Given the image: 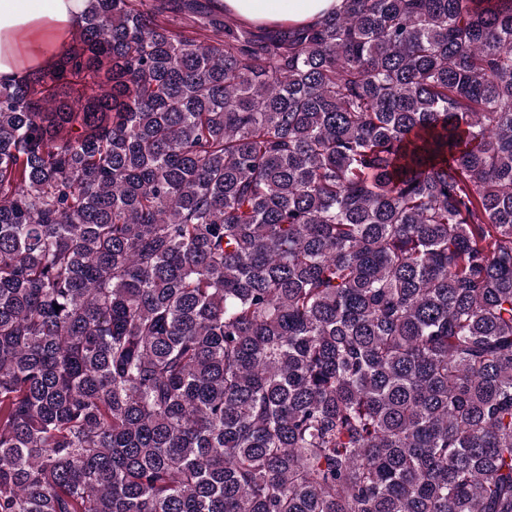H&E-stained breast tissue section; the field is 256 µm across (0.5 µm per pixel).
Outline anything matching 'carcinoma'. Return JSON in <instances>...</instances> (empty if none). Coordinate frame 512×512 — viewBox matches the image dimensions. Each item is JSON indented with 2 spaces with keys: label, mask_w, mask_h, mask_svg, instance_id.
<instances>
[{
  "label": "carcinoma",
  "mask_w": 512,
  "mask_h": 512,
  "mask_svg": "<svg viewBox=\"0 0 512 512\" xmlns=\"http://www.w3.org/2000/svg\"><path fill=\"white\" fill-rule=\"evenodd\" d=\"M343 2L0 83V512H512V0Z\"/></svg>",
  "instance_id": "obj_1"
}]
</instances>
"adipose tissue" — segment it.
Wrapping results in <instances>:
<instances>
[{
  "mask_svg": "<svg viewBox=\"0 0 512 512\" xmlns=\"http://www.w3.org/2000/svg\"><path fill=\"white\" fill-rule=\"evenodd\" d=\"M245 25L312 24L342 0H221ZM88 0H0V82L19 83L50 66L83 22Z\"/></svg>",
  "mask_w": 512,
  "mask_h": 512,
  "instance_id": "obj_1",
  "label": "adipose tissue"
}]
</instances>
